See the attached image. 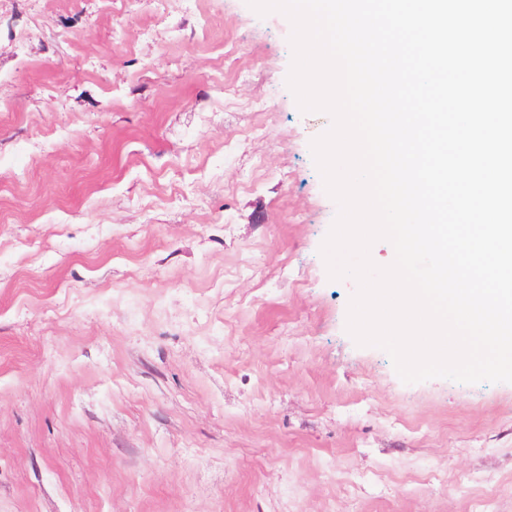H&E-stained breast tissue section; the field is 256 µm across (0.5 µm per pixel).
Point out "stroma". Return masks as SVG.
Segmentation results:
<instances>
[{"instance_id":"obj_1","label":"stroma","mask_w":512,"mask_h":512,"mask_svg":"<svg viewBox=\"0 0 512 512\" xmlns=\"http://www.w3.org/2000/svg\"><path fill=\"white\" fill-rule=\"evenodd\" d=\"M247 0H0V512H512V383H406Z\"/></svg>"}]
</instances>
